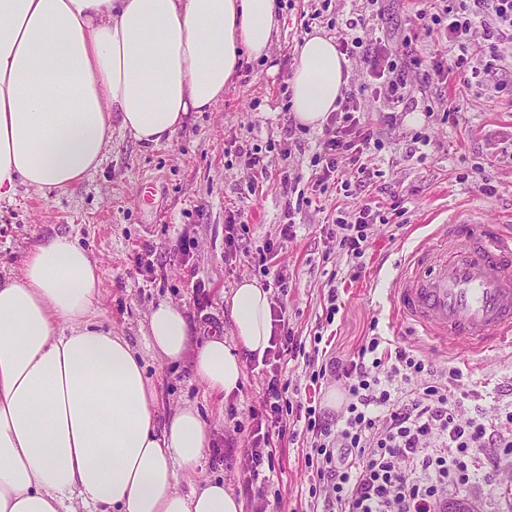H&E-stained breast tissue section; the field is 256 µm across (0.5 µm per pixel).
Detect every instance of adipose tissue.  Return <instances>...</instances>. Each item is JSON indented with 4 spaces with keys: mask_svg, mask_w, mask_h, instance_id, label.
I'll return each instance as SVG.
<instances>
[{
    "mask_svg": "<svg viewBox=\"0 0 512 512\" xmlns=\"http://www.w3.org/2000/svg\"><path fill=\"white\" fill-rule=\"evenodd\" d=\"M275 0H0V203L81 182L112 144L171 140L208 112L243 62L267 59ZM289 79L297 124L322 126L348 82L334 38L305 36ZM102 270L78 239L34 244L0 277V512H243L223 482L176 490L211 445L193 406L158 419L138 352L96 320ZM233 341L191 343L186 313L162 301L149 349L191 357L195 377L231 396L243 355L263 357L271 299L243 279L227 297Z\"/></svg>",
    "mask_w": 512,
    "mask_h": 512,
    "instance_id": "adipose-tissue-1",
    "label": "adipose tissue"
}]
</instances>
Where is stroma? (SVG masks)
I'll list each match as a JSON object with an SVG mask.
<instances>
[{
    "label": "stroma",
    "mask_w": 512,
    "mask_h": 512,
    "mask_svg": "<svg viewBox=\"0 0 512 512\" xmlns=\"http://www.w3.org/2000/svg\"><path fill=\"white\" fill-rule=\"evenodd\" d=\"M364 0H277V27L266 63L240 69L213 111L189 113L170 141L145 146L120 130L101 166L82 182L40 196L19 188L13 202L0 205V275L19 272L35 243L55 236L77 238L99 261L97 318L140 352L154 388L160 417L179 406H195L214 435L202 468L179 476L181 493L207 480L224 482L244 495V450L251 440V411L263 400L266 373L261 361L243 360L239 392L223 398L195 378L190 359L167 362L146 346V320L152 306L171 301L183 307L194 343L219 335L232 340L225 298L245 278L269 289L273 305L285 306L296 335L307 350L354 355L368 333L376 332L420 350L437 364L449 361L464 372L462 393L495 390L501 403L512 402V344L491 353H460L419 336L389 315V294L398 263L436 225L465 211L486 219L512 220V99L464 92L458 80L424 84L422 95L405 105L398 130L380 126L383 142L375 161L382 172L372 196L382 212L405 209L396 226L374 224L365 271L351 279L350 262L329 235L340 212L364 201L358 190L328 185L288 217L284 178L309 179L323 130L290 127L288 95L295 48L313 29L330 34L335 20L352 17ZM433 13L436 0H392L382 23L361 32L368 41L406 31L408 12ZM313 23H306V15ZM463 97L461 111L442 106ZM258 148L269 177L251 189V177L236 157L239 145ZM467 174L460 182L459 174ZM490 175L493 195L476 191ZM245 213L237 250L226 245L230 215ZM296 222V236L283 241L280 230ZM187 253H180L181 244ZM280 247L278 262L288 272L286 289L273 287L261 254ZM201 282L209 298L199 311L193 293ZM338 289L341 308L327 321L325 298ZM305 434L286 442L275 456L267 488L270 512H308L315 472L306 463Z\"/></svg>",
    "instance_id": "35a3bbf8"
}]
</instances>
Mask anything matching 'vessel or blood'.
Here are the masks:
<instances>
[{"mask_svg": "<svg viewBox=\"0 0 512 512\" xmlns=\"http://www.w3.org/2000/svg\"><path fill=\"white\" fill-rule=\"evenodd\" d=\"M400 323L439 344L480 352L512 340V227L450 218L403 262L391 292Z\"/></svg>", "mask_w": 512, "mask_h": 512, "instance_id": "1", "label": "vessel or blood"}]
</instances>
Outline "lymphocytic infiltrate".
Here are the masks:
<instances>
[{"instance_id": "obj_1", "label": "lymphocytic infiltrate", "mask_w": 512, "mask_h": 512, "mask_svg": "<svg viewBox=\"0 0 512 512\" xmlns=\"http://www.w3.org/2000/svg\"><path fill=\"white\" fill-rule=\"evenodd\" d=\"M412 21L415 29L442 33L455 55L423 59L408 35L366 43L357 34L366 24L362 16L339 28L338 51L358 58L366 79L351 86L328 120L314 187L342 179L348 169L362 186L379 177L369 162L381 147L378 127L394 126V109L416 92L412 72L426 67L445 79L458 73L465 86L512 96V85L496 79L512 68V0H442L436 13L419 10ZM375 84L385 89L390 110L378 121L360 120L361 99ZM387 221L362 204L337 217L336 242L359 260L370 247L368 226ZM298 360L311 368L312 381L336 384L345 395L337 412L304 409L307 460L318 479L310 497L320 512H445L450 493L493 473L500 476L499 489L512 492V482L501 476L512 461V404L489 414L468 412L458 390L460 367L428 363L418 350L385 336L364 337L353 356L318 360L277 309L262 359L270 377L262 405L252 413L257 428L245 450L251 512H266L259 478L290 430L294 407L282 371Z\"/></svg>"}]
</instances>
